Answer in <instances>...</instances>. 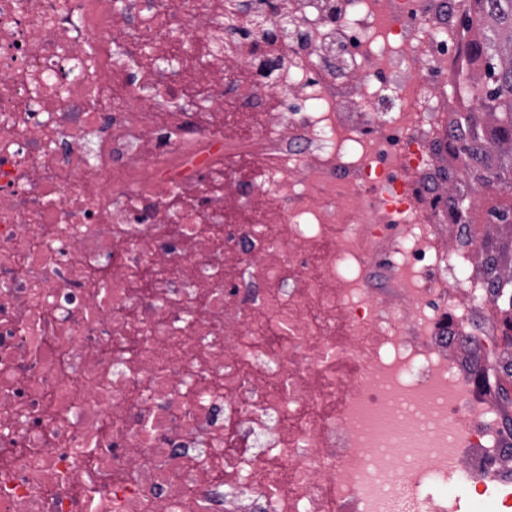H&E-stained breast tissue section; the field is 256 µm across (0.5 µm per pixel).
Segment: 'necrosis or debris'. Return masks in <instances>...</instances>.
Returning <instances> with one entry per match:
<instances>
[{
  "mask_svg": "<svg viewBox=\"0 0 512 512\" xmlns=\"http://www.w3.org/2000/svg\"><path fill=\"white\" fill-rule=\"evenodd\" d=\"M237 2L288 40L287 138L186 118L143 151L186 88L106 36L133 19L166 52L204 0H0V512H448L450 486L512 512V278L495 295L480 273L491 203L460 224L440 188L462 169L438 148L470 106L468 0ZM183 39L223 44L230 111H258L241 70L274 46ZM61 129L97 135L98 181L47 150ZM272 153L229 223L202 170Z\"/></svg>",
  "mask_w": 512,
  "mask_h": 512,
  "instance_id": "necrosis-or-debris-1",
  "label": "necrosis or debris"
}]
</instances>
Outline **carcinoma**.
Masks as SVG:
<instances>
[{
    "label": "carcinoma",
    "mask_w": 512,
    "mask_h": 512,
    "mask_svg": "<svg viewBox=\"0 0 512 512\" xmlns=\"http://www.w3.org/2000/svg\"><path fill=\"white\" fill-rule=\"evenodd\" d=\"M468 26L482 24L480 39L471 43L475 59L482 61V73L465 77L463 88L481 101L484 112H462L457 121L465 135L448 145L449 153L467 158L474 146L485 142L482 117L493 118L494 147L499 150L491 169L464 166L463 179L453 186L452 201L467 209L472 199L484 192L512 197V0H475ZM508 211L500 216L506 229L489 236L486 245L495 251L484 266L485 279L491 284L501 280L503 271L512 270V201L504 203Z\"/></svg>",
    "instance_id": "obj_1"
}]
</instances>
